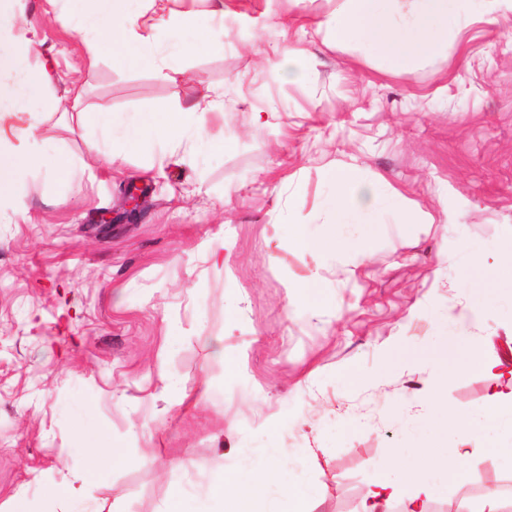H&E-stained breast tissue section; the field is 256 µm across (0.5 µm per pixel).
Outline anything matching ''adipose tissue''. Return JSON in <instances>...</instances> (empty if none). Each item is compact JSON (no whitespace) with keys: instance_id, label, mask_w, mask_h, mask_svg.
<instances>
[{"instance_id":"1","label":"adipose tissue","mask_w":512,"mask_h":512,"mask_svg":"<svg viewBox=\"0 0 512 512\" xmlns=\"http://www.w3.org/2000/svg\"><path fill=\"white\" fill-rule=\"evenodd\" d=\"M17 0H0V112H25L29 125L16 140L0 138V205L11 206L15 187L30 171L42 165L65 176L74 171L64 154L50 151L38 136L40 116L56 107L44 92V85L27 67L38 51L34 39L17 35ZM172 0H61V15L71 28L83 36L90 59L104 56L126 62L138 61L160 69L165 58L157 39L171 29L170 51L188 52L206 41L214 22L224 18V0H213L206 19H178ZM506 11L512 12V0H336V8L324 22L330 42L339 48H363L382 59L389 72L410 73L422 60L435 56L448 37L449 27L462 17L471 16L494 24ZM217 103L190 104L161 118L137 114L117 118L111 109L87 113L88 123L98 130L99 140L91 149L105 154L114 137L136 146L148 139L180 143L186 130L196 140L206 139L207 113L217 111ZM332 186L330 228L323 239L310 238L303 225H296L293 245L305 252L327 257L361 250L371 234V225L362 220L364 213L389 210L398 223L418 224L422 211L401 195L388 191L382 178L363 179L350 166H330L324 171ZM469 293L489 289L512 288V239L494 255L475 254L465 278ZM446 359V375L459 377L472 369L498 373V361L488 355L484 343L462 339L452 348H441ZM425 436L412 446L391 449L394 466L383 472L362 503L361 512H390L400 504L401 512H426L425 503L441 486L459 484L468 477L460 465L462 445H471L478 455H493L512 467V376L488 394L484 408L462 413L438 406L426 415ZM285 448L275 449L265 460L250 464L247 472L224 473L210 484L223 512H279V501H286L292 512H315L314 492L304 479L285 480L281 475ZM83 471L60 486L50 496L58 512H82L90 484L98 483L120 464L121 456L110 449L90 443L82 449Z\"/></svg>"}]
</instances>
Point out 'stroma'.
Returning a JSON list of instances; mask_svg holds the SVG:
<instances>
[{
	"label": "stroma",
	"mask_w": 512,
	"mask_h": 512,
	"mask_svg": "<svg viewBox=\"0 0 512 512\" xmlns=\"http://www.w3.org/2000/svg\"><path fill=\"white\" fill-rule=\"evenodd\" d=\"M335 8L224 0L220 50L169 55L159 71L89 65L51 0H19L40 43L28 67L48 72L60 101L39 135L78 171L33 170L18 208L0 210V512H47L89 423L126 457L90 490L115 512H162L175 496L185 512H216L202 472L236 473L277 448L310 453L287 469L304 470L318 512H360L421 417L439 403L480 409L495 383L479 371L442 383L439 340L487 341L512 366V298H492L477 322L448 319L468 300L469 253L512 236V12L449 32L394 76L315 34ZM292 48L305 75L271 71ZM75 84L83 109L120 117L217 98L224 109L200 146L117 140L99 159L70 109ZM331 164L382 178L434 223L381 212L357 255L299 252L294 225L314 238L328 228ZM130 185L146 192L137 223H98L121 214ZM292 282L307 297H289ZM204 381L206 401L188 407ZM490 479L512 469L483 458L430 512L480 500Z\"/></svg>",
	"instance_id": "stroma-1"
}]
</instances>
